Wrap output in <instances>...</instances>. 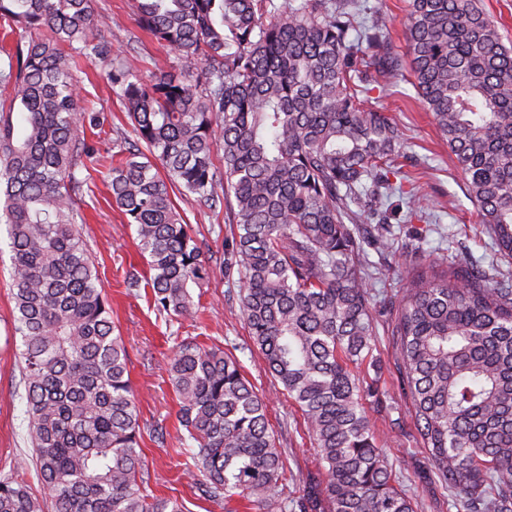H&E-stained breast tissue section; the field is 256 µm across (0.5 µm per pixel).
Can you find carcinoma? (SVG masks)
Wrapping results in <instances>:
<instances>
[{"label":"carcinoma","mask_w":512,"mask_h":512,"mask_svg":"<svg viewBox=\"0 0 512 512\" xmlns=\"http://www.w3.org/2000/svg\"><path fill=\"white\" fill-rule=\"evenodd\" d=\"M366 0H133L180 63L143 79L111 47L93 0H0V27L46 31L6 53L21 131L0 120V223L13 252L29 438L43 497L0 479V512H185L148 491L129 355L78 223L74 170L94 125L76 90L85 58L109 61L134 138L112 164V201L136 227L157 310L191 311L207 274L179 188L236 224L224 274L242 278L253 344L294 401L326 473L285 493L267 404L230 353L194 339L168 368L205 493L256 512H417L383 455L355 368L375 348L372 281L356 224H408L426 196H389L406 158L368 93L406 79L466 178L485 233L512 265V45L481 0H409L407 57ZM223 151L215 161L214 149ZM394 313L398 397L457 512H512V270L417 263Z\"/></svg>","instance_id":"cac0c4a2"}]
</instances>
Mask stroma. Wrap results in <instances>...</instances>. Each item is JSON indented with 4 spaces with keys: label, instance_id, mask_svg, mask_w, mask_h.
Returning a JSON list of instances; mask_svg holds the SVG:
<instances>
[{
    "label": "stroma",
    "instance_id": "stroma-1",
    "mask_svg": "<svg viewBox=\"0 0 512 512\" xmlns=\"http://www.w3.org/2000/svg\"><path fill=\"white\" fill-rule=\"evenodd\" d=\"M94 7L105 19L96 33L97 40L120 50L141 77L148 79L158 69L168 68L163 48L139 28L131 0H94ZM106 72L104 63L84 60L76 70L80 94L98 115L100 125L85 132L96 153L92 162L76 169L75 177L87 182L78 195L86 219L83 232L111 301L112 319L129 353L130 378L140 411L145 478L154 494L182 498L188 512H224L223 503L203 498L191 475L194 461L181 442L185 431L178 422L179 401L168 379V363L177 343L194 337L236 355L256 391L269 394L267 417L278 446L286 453L287 490L300 495L306 478L320 474L317 450L297 406L273 391L274 380L252 344L240 309V280L225 279L221 271L231 229L229 210L208 208L178 190L172 193L177 210L192 225L210 266L208 278L189 287L192 315L159 313L150 288L126 285L130 272L143 275L148 267L137 250L134 226L112 202L108 177L112 157L131 137L132 128ZM368 104L397 125L409 156L405 170L430 200L428 219L387 225L385 233L393 243L389 253L369 251L370 264L385 262L397 273L396 279L374 281V291L396 294L400 276L413 263L425 259L469 262L495 272L499 260L465 182L413 87L403 82L386 93H371ZM11 256L7 227L0 224V476L23 479L38 494L42 487L28 437L20 339L14 334L8 273ZM393 320L390 314L377 319L375 362L368 372L369 381L386 400L380 404L366 400V410L380 429L381 447L394 473L422 503L421 512H456L449 491L432 476L410 410L397 395L398 359L390 336Z\"/></svg>",
    "mask_w": 512,
    "mask_h": 512
}]
</instances>
